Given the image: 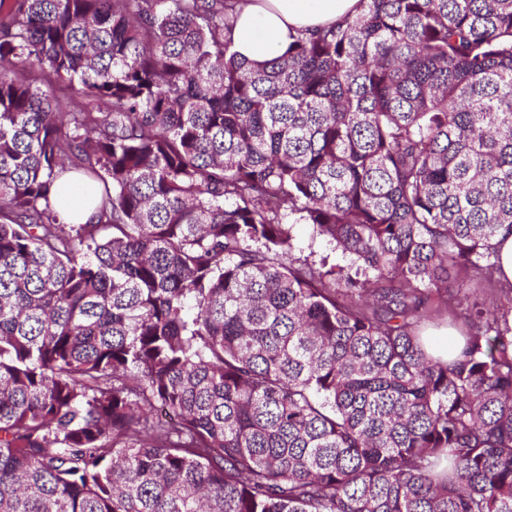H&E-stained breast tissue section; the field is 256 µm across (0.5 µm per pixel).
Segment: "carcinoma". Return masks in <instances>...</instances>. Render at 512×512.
<instances>
[{
    "instance_id": "1",
    "label": "carcinoma",
    "mask_w": 512,
    "mask_h": 512,
    "mask_svg": "<svg viewBox=\"0 0 512 512\" xmlns=\"http://www.w3.org/2000/svg\"><path fill=\"white\" fill-rule=\"evenodd\" d=\"M235 4L0 0V512H512V0ZM237 6L231 38L246 60L262 64L288 50L299 33H312L358 12L359 0H250ZM56 196L61 207L58 208L60 219L65 224H84L93 214L83 190L74 182L56 187ZM295 253L297 255H309L311 251H314L313 259L319 260L320 257L327 254L330 255V260L334 259L340 261L341 256L339 253H332L331 247L325 243L317 240H312V228L308 224H295L293 229ZM497 278L502 282H512V236L499 238Z\"/></svg>"
}]
</instances>
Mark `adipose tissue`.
I'll list each match as a JSON object with an SVG mask.
<instances>
[{"instance_id": "ef3b65f1", "label": "adipose tissue", "mask_w": 512, "mask_h": 512, "mask_svg": "<svg viewBox=\"0 0 512 512\" xmlns=\"http://www.w3.org/2000/svg\"><path fill=\"white\" fill-rule=\"evenodd\" d=\"M359 0H247L231 38L246 60L264 63L285 53L295 38L355 16Z\"/></svg>"}]
</instances>
